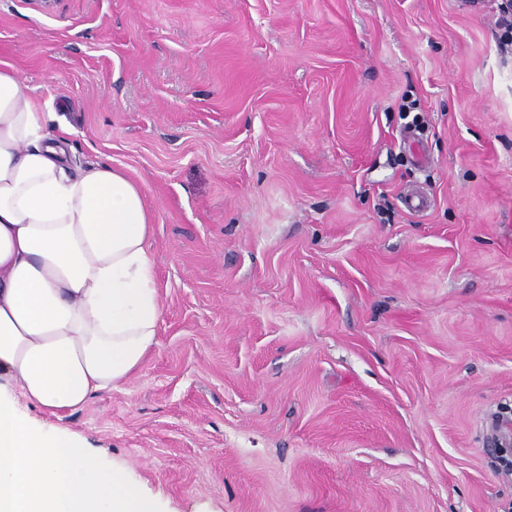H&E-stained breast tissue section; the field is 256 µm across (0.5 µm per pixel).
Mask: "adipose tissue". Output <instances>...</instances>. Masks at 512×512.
I'll return each mask as SVG.
<instances>
[{"instance_id":"obj_1","label":"adipose tissue","mask_w":512,"mask_h":512,"mask_svg":"<svg viewBox=\"0 0 512 512\" xmlns=\"http://www.w3.org/2000/svg\"><path fill=\"white\" fill-rule=\"evenodd\" d=\"M52 119L0 68V379L58 417L141 369L161 306L142 187L107 163L73 172Z\"/></svg>"}]
</instances>
